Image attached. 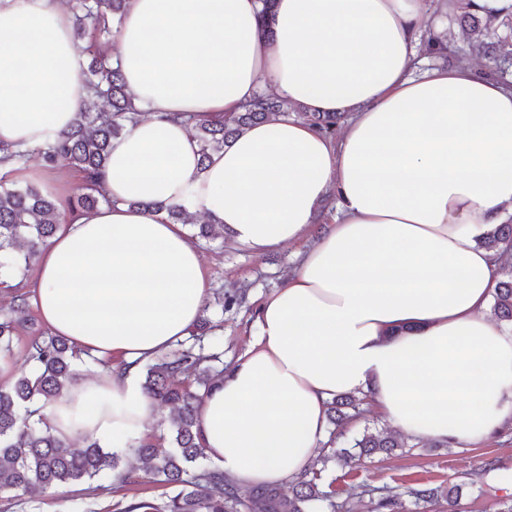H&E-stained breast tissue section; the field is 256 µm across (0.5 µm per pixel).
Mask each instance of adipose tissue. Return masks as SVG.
<instances>
[{"instance_id":"ef3b65f1","label":"adipose tissue","mask_w":512,"mask_h":512,"mask_svg":"<svg viewBox=\"0 0 512 512\" xmlns=\"http://www.w3.org/2000/svg\"><path fill=\"white\" fill-rule=\"evenodd\" d=\"M130 0L112 56L141 109L110 145V202L61 224L31 299L76 349L125 373L80 375L44 414L68 439L122 447L155 409L139 364L183 339L209 281L166 205L254 252L318 243L260 304L257 334L203 397L210 461L242 488L311 469L327 404L368 395L394 429L461 448L512 427V328L491 305L499 260L476 239L512 219V83L462 64L416 70L446 0ZM88 55L57 0H0V145L42 146L90 103ZM339 112L340 137L295 117L254 125L200 163L184 113L262 89ZM137 200L162 203L158 212Z\"/></svg>"}]
</instances>
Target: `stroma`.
<instances>
[{
	"instance_id": "1",
	"label": "stroma",
	"mask_w": 512,
	"mask_h": 512,
	"mask_svg": "<svg viewBox=\"0 0 512 512\" xmlns=\"http://www.w3.org/2000/svg\"><path fill=\"white\" fill-rule=\"evenodd\" d=\"M316 239L311 230L300 242L263 255L219 239L201 246L210 288H248L252 304L248 311L210 309L217 328L205 340L207 351L221 353L225 364H233L253 340L256 306L284 284L298 263L299 252ZM488 458L499 461L501 468L484 475L480 465ZM324 478L337 503L347 505L351 512H367L369 500L361 495L365 488L401 492L416 483L436 486L450 482L462 487L458 512H496L499 502L512 499V431L452 450L433 448L422 440L412 453L365 460L353 467L332 459L325 466ZM171 492V487L157 483L151 473L140 469L135 484L122 488L110 479L99 485L83 483L36 492L19 500L2 493L0 512H117L119 502L131 496L159 500Z\"/></svg>"
}]
</instances>
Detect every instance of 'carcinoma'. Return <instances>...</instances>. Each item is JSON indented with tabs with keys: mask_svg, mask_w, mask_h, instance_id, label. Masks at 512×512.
<instances>
[{
	"mask_svg": "<svg viewBox=\"0 0 512 512\" xmlns=\"http://www.w3.org/2000/svg\"><path fill=\"white\" fill-rule=\"evenodd\" d=\"M451 15L481 43L492 24H497L494 40L486 43V56L495 73L504 77L512 71V17L501 20L480 14L474 0H449ZM128 0H76L74 36L78 41L95 38L107 31V18L121 17ZM86 72L88 88L95 99H104L109 109L90 105L79 112L76 123L58 132L44 146L35 149L51 169L67 167L82 176L78 194L69 199L71 209H94L111 200L99 189L98 179L108 159L112 139L136 122L141 111L128 93L119 68L102 55L98 45L88 48ZM294 115L318 132L334 136L342 119L340 113L310 112L300 103L259 92L241 112L222 116L206 113L183 116V122L198 142L201 161L239 136L246 128L273 115ZM29 152L0 146V165L25 161ZM143 210H166L176 223L188 221L186 209L178 204L137 201ZM61 201L47 188L18 187L10 173L0 175V285L8 290L9 301L0 305V355H12L16 336L30 320L27 293L8 283L11 274L28 270L36 262L39 248L56 232ZM195 236L207 242L224 238V225L197 224ZM479 245L499 256L512 255V221L495 224L478 239ZM244 290L223 292L218 298L221 310L239 309L246 303ZM492 314L498 322L512 324V262L502 263L497 272ZM217 328L203 315L192 331L195 344L170 350L146 366L142 388L152 402L171 408L168 435H146L129 444L130 453L159 481L174 488L161 500L132 497L122 512H341L334 492L325 486L322 471L310 469L293 478L292 492L284 494L276 486H262L243 498L239 487L224 472L202 467L188 468L207 459L199 423L203 395L224 370L217 369L218 353L204 352L203 340ZM26 360L34 370L17 377L11 385L0 386V493L17 498L61 485L105 481L117 477L123 485L135 483L129 466L119 471L121 458L99 440L87 437L83 446L56 435L43 420L41 409L61 397L75 379L77 351L62 336L33 339L24 347ZM363 398L343 394L328 405V416L338 424L350 418ZM400 436L391 431H363L349 446L332 449L331 456L352 464L363 457L390 454L406 448ZM461 486L409 487L406 491L371 499V512H427L428 506L444 499L448 512H456Z\"/></svg>",
	"mask_w": 512,
	"mask_h": 512,
	"instance_id": "carcinoma-1",
	"label": "carcinoma"
}]
</instances>
